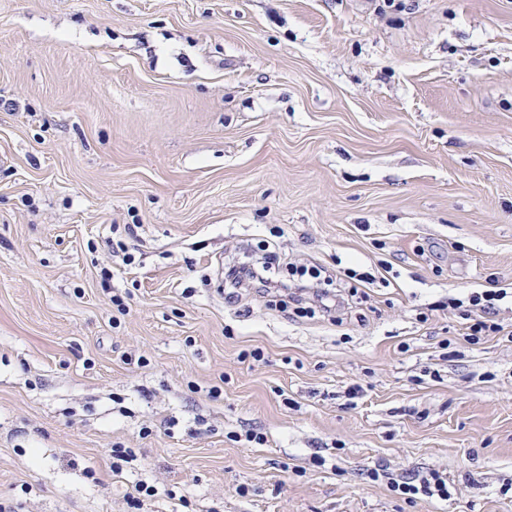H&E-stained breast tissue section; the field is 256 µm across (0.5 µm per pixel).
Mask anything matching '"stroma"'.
Wrapping results in <instances>:
<instances>
[{
    "instance_id": "obj_1",
    "label": "stroma",
    "mask_w": 512,
    "mask_h": 512,
    "mask_svg": "<svg viewBox=\"0 0 512 512\" xmlns=\"http://www.w3.org/2000/svg\"><path fill=\"white\" fill-rule=\"evenodd\" d=\"M270 248L337 309L225 301ZM510 330L512 0H0L15 512H512ZM505 297H507L505 288L473 291L468 295V303L472 307L469 314H464L469 320V325L466 327L468 339L476 342L480 340V336L497 335L504 331V327L489 319V315L495 306V301H501ZM391 490L413 503L419 496L437 497L441 500L448 497V479L439 472L432 471L426 476L414 475L403 478L400 482H390Z\"/></svg>"
}]
</instances>
